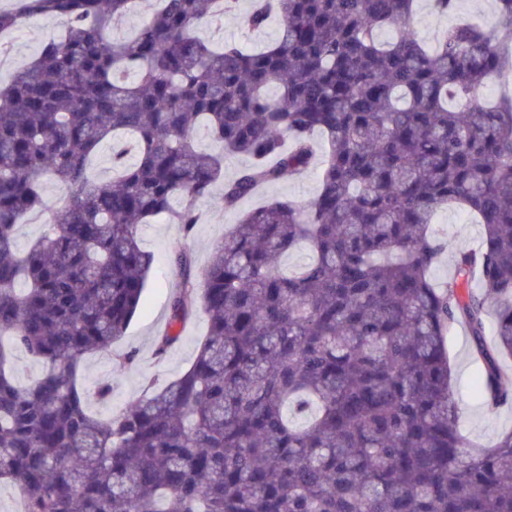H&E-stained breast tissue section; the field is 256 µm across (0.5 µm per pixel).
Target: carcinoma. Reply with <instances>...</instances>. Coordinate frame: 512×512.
<instances>
[{"label": "carcinoma", "instance_id": "cac0c4a2", "mask_svg": "<svg viewBox=\"0 0 512 512\" xmlns=\"http://www.w3.org/2000/svg\"><path fill=\"white\" fill-rule=\"evenodd\" d=\"M415 2L253 0L248 28L279 21L260 51L196 35L238 0H159L122 39L112 24L134 0L0 8V33L42 16L63 29L0 82V482L22 512H512V430L473 447L446 350L464 325L484 409L512 404V99L483 93L512 71V0H495L493 27L460 20L433 48ZM202 123L249 159L224 209L315 166L319 192L245 213L199 274L172 247L180 283L155 354L197 310L207 334L176 378L101 418L91 403L112 381L88 388L83 361L140 306L142 225L191 233L224 177L194 142ZM106 141L118 175L93 180ZM47 176L69 195L21 252L14 228L47 207ZM450 205L483 241L437 287L434 217ZM473 277L479 294L463 291ZM18 350L42 363L25 385Z\"/></svg>", "mask_w": 512, "mask_h": 512}]
</instances>
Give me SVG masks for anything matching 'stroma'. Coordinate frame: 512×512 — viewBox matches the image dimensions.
<instances>
[{
	"label": "stroma",
	"instance_id": "35a3bbf8",
	"mask_svg": "<svg viewBox=\"0 0 512 512\" xmlns=\"http://www.w3.org/2000/svg\"><path fill=\"white\" fill-rule=\"evenodd\" d=\"M250 7L251 0H239L236 14L225 16L224 19L203 27L199 31L200 37L216 46L227 40H237L255 49L266 47L275 39L277 28L271 25L253 31L244 26L242 15ZM494 16L493 8L478 7L477 0H457L455 11L448 14L438 13L432 0H419L414 25L420 37L430 44L436 35L458 18L469 17L489 27L494 23ZM60 33V25L50 18H34L22 23L5 37L10 54L6 61L0 62V75L9 76L14 70L29 64L36 59L42 45L58 38ZM318 186V178L312 172L287 178L266 187L262 193L243 200L233 211L223 210L218 204L217 196L202 199L198 201L197 207L204 219L188 236L183 234L179 225L168 223L164 219L143 225L142 243L154 256L143 303L125 337L113 346L111 355L94 353L86 356L84 360L87 386H95L107 379L112 382V402L99 407L100 415L111 416L128 400L140 396L145 380H170L186 369L196 353L200 337L206 332L204 314L195 313L165 356H156L154 352V342L169 322V297L176 284L171 270V247L180 245L191 257L195 271H202L215 244L223 238L226 229L238 222L243 213L275 199L307 203L315 196ZM435 223L437 229L448 239V250L431 273L435 282L442 283L452 277L455 257L459 251L479 248L483 229L454 207L438 212ZM447 345L462 427L473 441L491 445L502 431L512 429V405L501 407L496 413L489 414L473 395L471 386L479 372V366L471 353L470 338L465 327L456 326L447 338ZM130 351L136 354L133 366L122 376H113V358Z\"/></svg>",
	"mask_w": 512,
	"mask_h": 512
}]
</instances>
